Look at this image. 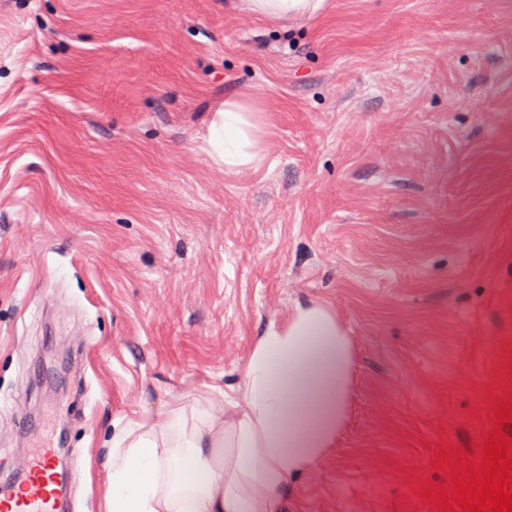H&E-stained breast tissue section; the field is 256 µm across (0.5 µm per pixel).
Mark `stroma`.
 <instances>
[{
    "mask_svg": "<svg viewBox=\"0 0 512 512\" xmlns=\"http://www.w3.org/2000/svg\"><path fill=\"white\" fill-rule=\"evenodd\" d=\"M239 94L237 174L206 138ZM307 299L353 390L288 512H444L416 491L512 362V0H0V487L53 448L105 512L114 424L228 388ZM252 14L275 22L302 19L321 9L323 0H246ZM267 134L265 110L257 100L248 95L229 97L209 125V155L225 171L258 168L265 159Z\"/></svg>",
    "mask_w": 512,
    "mask_h": 512,
    "instance_id": "obj_1",
    "label": "stroma"
}]
</instances>
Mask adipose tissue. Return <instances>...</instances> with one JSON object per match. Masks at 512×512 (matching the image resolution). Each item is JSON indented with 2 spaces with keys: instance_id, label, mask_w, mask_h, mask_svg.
<instances>
[{
  "instance_id": "ef3b65f1",
  "label": "adipose tissue",
  "mask_w": 512,
  "mask_h": 512,
  "mask_svg": "<svg viewBox=\"0 0 512 512\" xmlns=\"http://www.w3.org/2000/svg\"><path fill=\"white\" fill-rule=\"evenodd\" d=\"M323 0H246L275 22L313 15ZM268 122L248 95L225 99L209 154L230 172L259 167ZM354 343L336 312L311 300L257 336L232 392L180 405L166 424L115 427L106 512H285L290 481L334 448L348 410Z\"/></svg>"
}]
</instances>
